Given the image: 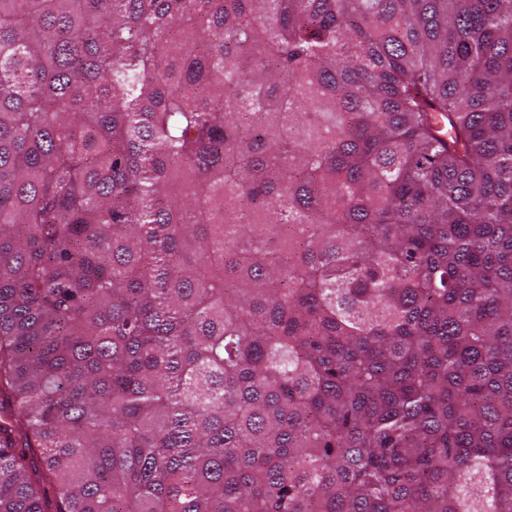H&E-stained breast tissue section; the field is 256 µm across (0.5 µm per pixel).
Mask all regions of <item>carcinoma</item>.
<instances>
[{"label": "carcinoma", "mask_w": 512, "mask_h": 512, "mask_svg": "<svg viewBox=\"0 0 512 512\" xmlns=\"http://www.w3.org/2000/svg\"><path fill=\"white\" fill-rule=\"evenodd\" d=\"M0 391V512H512V0H0Z\"/></svg>", "instance_id": "obj_1"}]
</instances>
